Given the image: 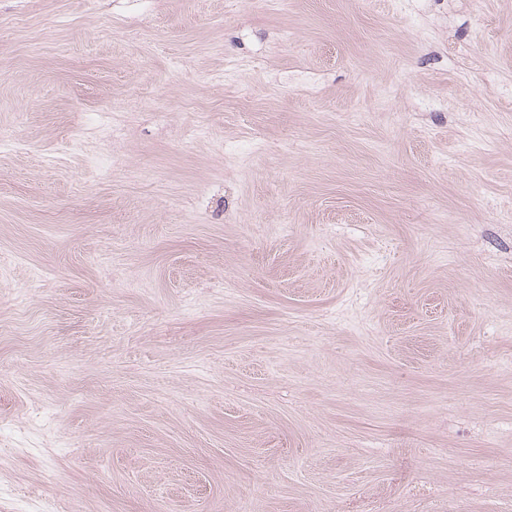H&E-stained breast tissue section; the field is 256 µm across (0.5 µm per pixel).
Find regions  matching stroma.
<instances>
[{"mask_svg": "<svg viewBox=\"0 0 512 512\" xmlns=\"http://www.w3.org/2000/svg\"><path fill=\"white\" fill-rule=\"evenodd\" d=\"M0 497L512 512V0H0Z\"/></svg>", "mask_w": 512, "mask_h": 512, "instance_id": "1", "label": "stroma"}]
</instances>
